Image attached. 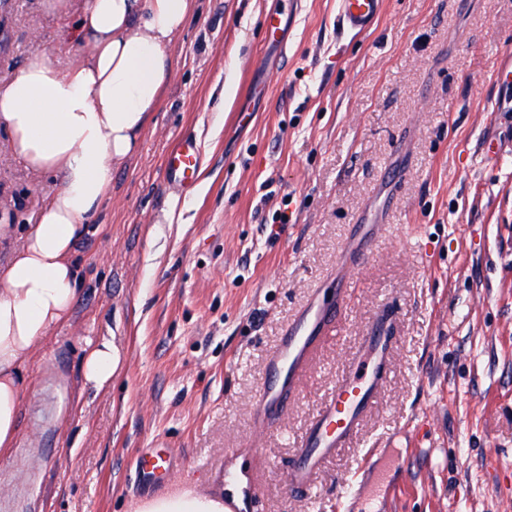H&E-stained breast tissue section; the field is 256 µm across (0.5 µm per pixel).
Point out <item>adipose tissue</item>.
<instances>
[{"mask_svg":"<svg viewBox=\"0 0 512 512\" xmlns=\"http://www.w3.org/2000/svg\"><path fill=\"white\" fill-rule=\"evenodd\" d=\"M190 8L191 0H83L75 34L86 53L64 69L34 55L0 87V128L13 153L61 184L0 265L1 457L19 437L23 399L34 393L28 367L48 333L68 320L80 291L75 245L107 201L113 169L139 149L171 72L166 48ZM117 364L111 341L90 344L84 385L103 389Z\"/></svg>","mask_w":512,"mask_h":512,"instance_id":"ef3b65f1","label":"adipose tissue"}]
</instances>
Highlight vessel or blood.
Returning <instances> with one entry per match:
<instances>
[{
    "mask_svg": "<svg viewBox=\"0 0 512 512\" xmlns=\"http://www.w3.org/2000/svg\"><path fill=\"white\" fill-rule=\"evenodd\" d=\"M383 3L384 0H341L336 15L337 29L343 33L368 32L377 22ZM263 26L266 33L272 35L278 53L286 54L288 43L282 36L284 21L281 14H266ZM198 167L199 149L190 138L176 141L164 160L168 182L180 188L194 182ZM347 284V279H337L332 295L318 294L289 323L280 344L266 362L264 382L256 401V428H264L282 413L318 346L340 322ZM394 319V311L376 313L352 369L337 381L334 393L302 437L299 452L288 468L293 491L310 490L312 474L343 448L357 429L363 413L375 404L390 362ZM136 470L142 486L152 485L173 474L172 454L152 448L142 449L136 457ZM251 498L249 487L243 486L233 471H225V512H240L239 500Z\"/></svg>",
    "mask_w": 512,
    "mask_h": 512,
    "instance_id": "b4317fda",
    "label": "vessel or blood"
}]
</instances>
